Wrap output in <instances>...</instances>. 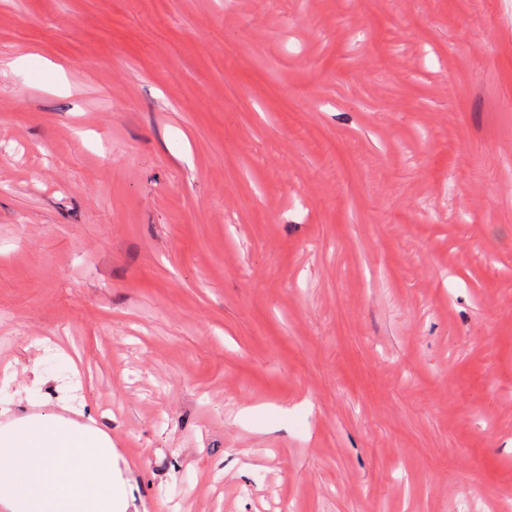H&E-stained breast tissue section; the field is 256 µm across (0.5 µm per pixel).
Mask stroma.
<instances>
[{
  "mask_svg": "<svg viewBox=\"0 0 512 512\" xmlns=\"http://www.w3.org/2000/svg\"><path fill=\"white\" fill-rule=\"evenodd\" d=\"M510 97L512 0H0V425L126 512H512Z\"/></svg>",
  "mask_w": 512,
  "mask_h": 512,
  "instance_id": "obj_1",
  "label": "stroma"
}]
</instances>
